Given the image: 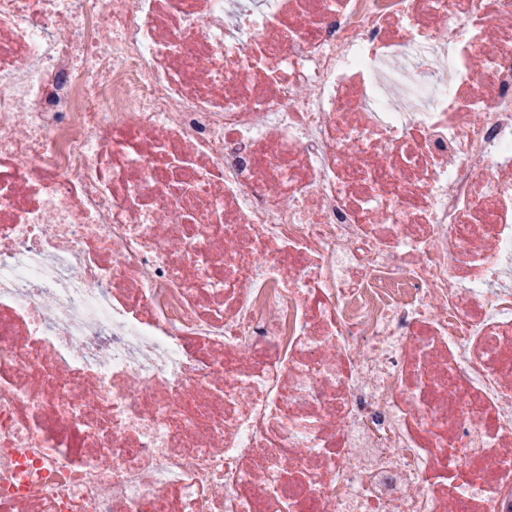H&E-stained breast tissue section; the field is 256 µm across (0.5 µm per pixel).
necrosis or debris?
<instances>
[{
    "mask_svg": "<svg viewBox=\"0 0 512 512\" xmlns=\"http://www.w3.org/2000/svg\"><path fill=\"white\" fill-rule=\"evenodd\" d=\"M0 512H512V0H0Z\"/></svg>",
    "mask_w": 512,
    "mask_h": 512,
    "instance_id": "1",
    "label": "necrosis or debris"
}]
</instances>
